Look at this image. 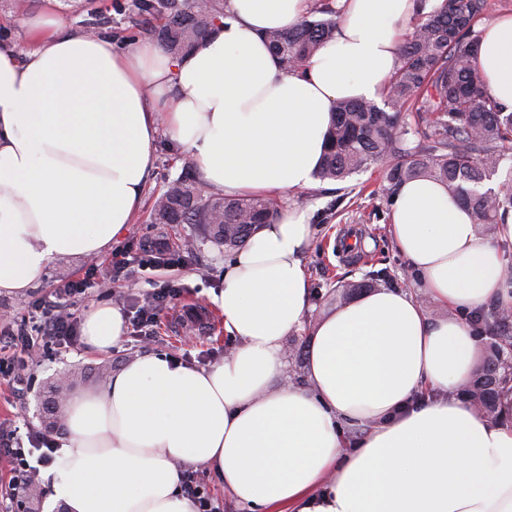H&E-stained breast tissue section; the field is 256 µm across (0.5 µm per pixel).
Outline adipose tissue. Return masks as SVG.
<instances>
[{
  "instance_id": "adipose-tissue-1",
  "label": "adipose tissue",
  "mask_w": 512,
  "mask_h": 512,
  "mask_svg": "<svg viewBox=\"0 0 512 512\" xmlns=\"http://www.w3.org/2000/svg\"><path fill=\"white\" fill-rule=\"evenodd\" d=\"M309 0H228L193 52L115 45L44 13L33 50L0 43V291L32 288L58 256L101 254L127 233L167 135L200 181L228 197L312 187L337 101L376 100L415 0H337L336 36L285 71L264 34ZM477 64L512 109V15L482 27ZM391 240L410 289L377 288L311 330L303 383H279L284 346L310 307L307 211L279 210L224 265L214 302L232 346L197 368L147 353L64 405L50 502L63 512H192L180 465L212 468L247 512H512V413L493 419L463 389L480 340L470 316L512 309L499 242L447 185L402 184ZM446 308L430 316L422 298ZM100 353L122 342L121 311L85 316Z\"/></svg>"
}]
</instances>
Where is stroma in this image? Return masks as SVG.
<instances>
[{
	"label": "stroma",
	"mask_w": 512,
	"mask_h": 512,
	"mask_svg": "<svg viewBox=\"0 0 512 512\" xmlns=\"http://www.w3.org/2000/svg\"><path fill=\"white\" fill-rule=\"evenodd\" d=\"M48 8L67 25L78 29L88 20V11L81 8L78 0H54L50 6L45 0H26L20 8L15 0H0V42L29 46L24 22ZM156 155L154 178L143 206L118 248L138 257L144 247L163 238L179 254V263L155 269L132 266L117 275L110 267L111 255L107 252L89 259L56 258L49 261L34 287L25 294H1L0 312H10L18 320L28 317L36 300L53 296L67 282L86 278L92 283L86 297L66 301L68 309L79 317L103 301L117 307L124 303L137 307L147 294L171 283L184 288L185 302L209 314L218 313L213 296L223 287L228 254L204 238L198 225L152 223L150 211L155 198L185 164L184 157L171 149L164 135L156 143ZM386 186L381 166L374 165L339 184L337 192H325L319 183L308 189L305 198L294 194L282 198V206L297 205L313 215L315 236L304 256L313 293L307 325H314L332 308L329 285L375 279L381 286L401 288L411 281L409 266L387 233L390 207L385 198ZM228 345L221 332L202 338L190 330L176 337L160 330L154 341L148 343L126 335L119 346L105 355L84 344L70 349L56 345L41 348L25 362L32 385L24 397H16L7 382L0 379V422L16 426L23 440L37 432L60 436L62 424H50L47 415L48 403L54 397L53 385L60 375H69L72 389L77 392L101 384L102 371H115L145 353H163L189 365L208 368L221 363Z\"/></svg>",
	"instance_id": "stroma-1"
}]
</instances>
